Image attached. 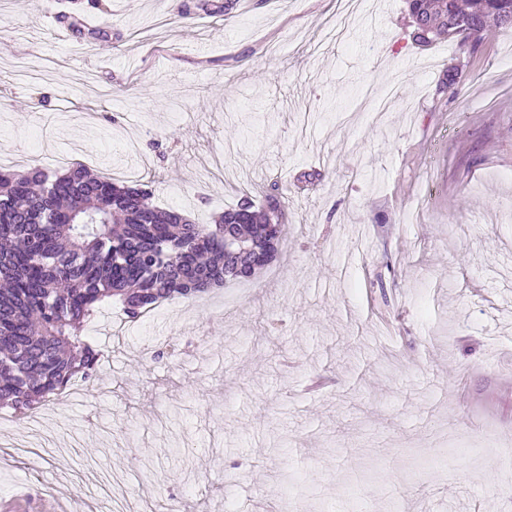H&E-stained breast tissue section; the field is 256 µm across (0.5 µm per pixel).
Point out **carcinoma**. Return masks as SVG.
I'll list each match as a JSON object with an SVG mask.
<instances>
[{"instance_id":"cac0c4a2","label":"carcinoma","mask_w":512,"mask_h":512,"mask_svg":"<svg viewBox=\"0 0 512 512\" xmlns=\"http://www.w3.org/2000/svg\"><path fill=\"white\" fill-rule=\"evenodd\" d=\"M415 40L480 39L512 28V0H408ZM454 21L448 28V21ZM152 188L72 164L50 173L0 170V408L29 415L71 381L96 377L99 353L83 334L115 302L136 321L159 304L248 281L285 236L276 185L198 224L151 203Z\"/></svg>"}]
</instances>
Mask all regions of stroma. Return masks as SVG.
Instances as JSON below:
<instances>
[{"label": "stroma", "instance_id": "stroma-1", "mask_svg": "<svg viewBox=\"0 0 512 512\" xmlns=\"http://www.w3.org/2000/svg\"><path fill=\"white\" fill-rule=\"evenodd\" d=\"M0 0L7 167L64 152L201 224L278 184L237 282L99 317L82 396L0 471L16 512H512V30L418 45L404 0ZM222 13H214V6ZM459 67L455 92L441 88Z\"/></svg>", "mask_w": 512, "mask_h": 512}]
</instances>
